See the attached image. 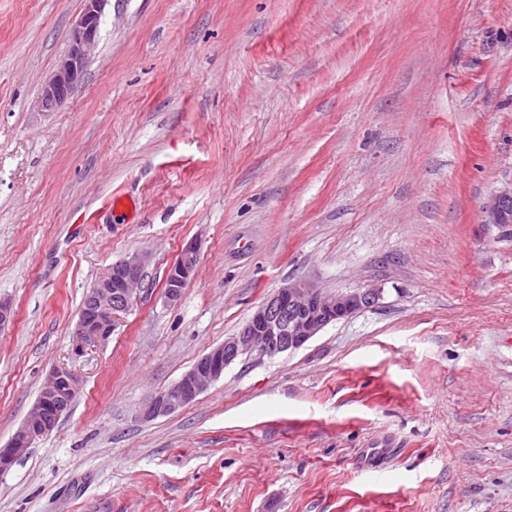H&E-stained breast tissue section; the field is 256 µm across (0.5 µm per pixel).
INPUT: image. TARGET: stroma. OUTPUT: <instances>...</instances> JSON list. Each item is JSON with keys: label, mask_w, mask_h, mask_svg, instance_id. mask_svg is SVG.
<instances>
[{"label": "stroma", "mask_w": 512, "mask_h": 512, "mask_svg": "<svg viewBox=\"0 0 512 512\" xmlns=\"http://www.w3.org/2000/svg\"><path fill=\"white\" fill-rule=\"evenodd\" d=\"M82 8L0 0V445L51 370L79 380L0 512H512V224L483 212L512 186V0H107L43 111ZM136 252L129 311L71 358ZM299 278L383 298L140 418ZM105 0H83L82 15L71 29L69 48L45 82L40 103L45 111L64 104L79 88L87 63L97 46L98 28ZM199 261V245L196 240L189 241L181 248L177 261L170 267L165 280V296L174 302L194 278ZM146 257L133 254L112 264L99 277L97 287L86 300L74 327L72 357H81L91 344L107 341L115 330L121 314L126 313L141 284Z\"/></svg>", "instance_id": "1"}]
</instances>
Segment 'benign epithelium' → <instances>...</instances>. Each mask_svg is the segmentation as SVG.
Wrapping results in <instances>:
<instances>
[{"instance_id":"1","label":"benign epithelium","mask_w":512,"mask_h":512,"mask_svg":"<svg viewBox=\"0 0 512 512\" xmlns=\"http://www.w3.org/2000/svg\"><path fill=\"white\" fill-rule=\"evenodd\" d=\"M82 15L71 29L69 48L45 82L40 103L53 111L79 88L97 46L104 0H83ZM486 223L512 224V187L496 193L485 205ZM199 245L189 241L165 280V296L174 302L194 278ZM146 257L133 254L112 264L99 277L74 327L71 356H83L88 346L107 341L121 314L127 312L141 284ZM380 288L328 293L313 280L297 279L268 295L235 336L213 347L171 387L153 394L141 407L143 419L169 415L194 402L224 370L243 357L275 356L302 348L325 327L376 306ZM77 377L65 367L52 370L38 398L10 440L0 446V472H5L34 442L57 426L77 397Z\"/></svg>"}]
</instances>
